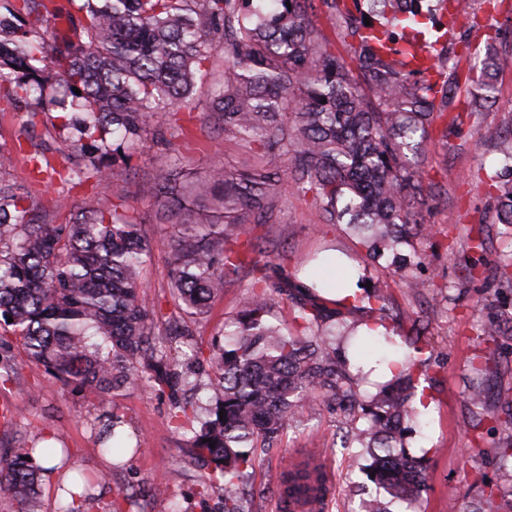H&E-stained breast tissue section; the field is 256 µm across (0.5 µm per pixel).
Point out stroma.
Segmentation results:
<instances>
[{
  "instance_id": "35a3bbf8",
  "label": "stroma",
  "mask_w": 512,
  "mask_h": 512,
  "mask_svg": "<svg viewBox=\"0 0 512 512\" xmlns=\"http://www.w3.org/2000/svg\"><path fill=\"white\" fill-rule=\"evenodd\" d=\"M500 58L499 93L492 111L465 121L447 146L435 148L436 168L448 172V196L430 200L429 223L442 225L451 219L462 227L475 224L480 220V210L488 206L483 186L463 183L461 176L480 166L496 167L499 141L512 126V21L506 23L502 33ZM21 135L26 136L29 145L48 143L59 155L68 152L67 133L56 113L39 114L29 127L19 114L0 112V147L12 148ZM158 150L156 143H148L135 169L119 183L127 205L143 216V230L152 248L151 260L142 272L148 284L143 301L149 308L168 297L169 226L175 221L174 215L164 214L163 201L154 188L153 157ZM10 176L32 185L33 203L46 211H52V200L60 192L78 205L91 203L105 193L104 187L92 179L73 187L57 182L45 185L34 181L27 168L19 164L11 168ZM279 206L281 222L274 226L273 234L285 245L292 262L326 249L358 253L351 235L318 224L313 209L298 196L283 193ZM422 248L428 255L422 278L448 283L450 300L438 306L428 290L418 294L400 288L392 291L395 311L402 320L427 323L438 352L428 369L431 407L424 417L422 434L415 441L416 446L432 449L420 508L422 512H473L483 483L499 480L492 456L484 452L489 441L474 439L466 426L468 414L461 398L465 361L476 346L474 327L486 316L481 301L491 284L477 279L460 285L453 253L433 240L423 242ZM247 285L243 279L228 289L216 301L208 320L198 324L195 339L202 347H209L216 338ZM4 406L13 410L15 417L0 419V446H15L48 434L70 449L74 467L97 477L99 491L95 499L84 503L82 512H103L104 506L129 485L139 487L140 493L123 501L120 512H149V500L158 489L177 502L181 512H191L199 470L180 454L185 441L182 433L168 423L171 403L167 397L144 387L124 389L114 396V412L124 420L126 431L147 441L146 452L118 470H105L100 464L96 403L43 371L26 367L15 382L0 384V408ZM343 415L338 403L313 399L306 408L304 424L289 429L276 445L262 453L248 486L254 512H281L275 493L280 474L289 460L313 448L322 449L321 460L333 480L324 512H355L358 498L353 489L367 477L353 465L351 449L342 445L339 422Z\"/></svg>"
}]
</instances>
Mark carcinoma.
I'll return each instance as SVG.
<instances>
[{
    "label": "carcinoma",
    "mask_w": 512,
    "mask_h": 512,
    "mask_svg": "<svg viewBox=\"0 0 512 512\" xmlns=\"http://www.w3.org/2000/svg\"><path fill=\"white\" fill-rule=\"evenodd\" d=\"M423 2L83 0L86 40L75 42L56 32L64 18L57 0H0V99L30 123L64 112L79 156L57 169L20 139L0 152V317L9 333L0 339V381H11L22 362L78 387L99 403L100 451L116 458L128 440L113 420L115 392L145 385L168 395L171 421L189 435L184 452L206 469L197 496L220 498L224 512H250L245 487L258 452L300 420L310 399H337L359 413L349 446L375 472L377 491L360 512H390L392 502L419 512L430 450L416 456L410 442L422 427L417 399L429 394L419 380L435 344L415 319L395 325L391 288L430 286L434 299L444 298L443 287L416 274L427 255L414 241L440 234L427 223L429 199L442 193L430 178L431 149L448 146L464 117L483 114L499 69L498 35H487L462 74L459 56L439 49L430 25L435 7L448 4L478 25L475 0ZM320 15L335 38L314 22ZM201 105L207 137L224 136L243 156L194 181L182 141L192 137ZM150 139L162 145L157 195L186 211L198 198L211 201L172 231L166 338L156 335L157 312L142 304L150 245L139 214L102 198L77 206L61 197L56 208L67 210V222L52 224L30 203L31 189L1 172L21 155L32 172L62 184L112 183ZM500 153L499 166L477 178L492 199L493 223L512 235V128ZM286 189L311 199L317 223L353 232L372 264L398 281L331 303L315 292L318 283L288 274L286 251L270 234ZM489 252L483 227L468 228L458 262L466 280L493 263L498 288L484 305L494 309L512 295V253L490 260ZM248 276L224 343L204 352L191 341L192 326ZM283 297L290 315L275 321L271 307ZM476 333L483 350L468 360L463 398L484 410L482 383L507 333L496 314ZM368 342L390 347L383 359L398 366L372 396L344 351ZM496 401L490 431L512 425V391ZM496 448L504 485H490L475 512H496V499L512 491V433L502 430ZM54 453L35 442L3 449L0 501L40 512L35 455ZM327 483L309 452L277 493L290 512L323 500ZM93 488L86 479L65 492L89 501Z\"/></svg>",
    "instance_id": "1"
}]
</instances>
